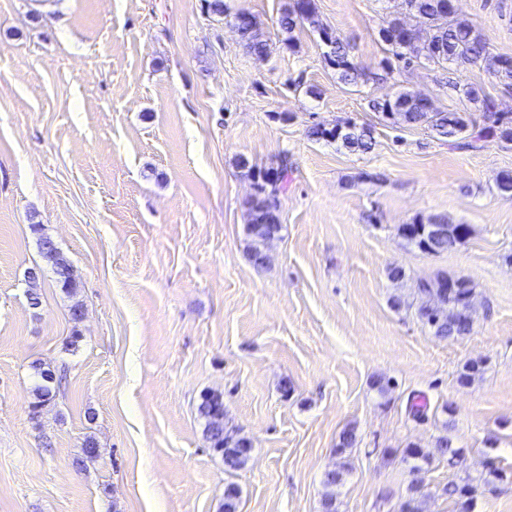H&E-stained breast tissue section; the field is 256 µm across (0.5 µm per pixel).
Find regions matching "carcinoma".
I'll use <instances>...</instances> for the list:
<instances>
[{"instance_id": "obj_1", "label": "carcinoma", "mask_w": 512, "mask_h": 512, "mask_svg": "<svg viewBox=\"0 0 512 512\" xmlns=\"http://www.w3.org/2000/svg\"><path fill=\"white\" fill-rule=\"evenodd\" d=\"M448 2L450 0H405L408 13L423 20L422 27L411 26L398 17L384 21L379 36L391 53V56L382 60L384 68L394 70L393 62L396 61L406 68L424 64L466 70L478 65L480 55L494 54L493 45L480 28L461 17L458 9L445 7ZM242 16L239 34L244 47L255 56L268 54L269 46L258 32L253 18L245 12ZM278 25L288 34L304 26L316 31L327 47L324 58L334 71L336 81L344 86L358 85L363 72L355 62L349 44L322 22L315 0H290L289 5L280 13ZM499 58L502 63L491 72V77L495 79V86L508 93L512 91V56L501 54ZM450 90L457 100V107L453 109L443 110L428 95L405 89L385 98L371 99L368 107L370 111L394 124L426 128L439 139L448 142L450 147L476 148L489 136L502 143L512 144V112L495 111L496 98L484 84L455 82L450 84ZM474 110L482 113L483 123L477 124L470 119ZM310 136L315 140L336 142L344 149L359 154H368L376 146L372 126L355 122H346L330 129L316 125L311 128ZM241 168L247 170L256 187L255 194L245 202L246 234L251 258L256 265L262 266L267 261V244L282 229L278 205L280 196L288 190L293 163L286 153L280 157L274 168L277 174L275 182L268 180L267 170H256L246 162L241 163ZM32 229L39 234L37 245L42 261L51 268L59 288L72 299L69 312L71 320L77 323L83 315V304L77 299L80 285L73 267L53 239L41 233L40 225L34 224ZM398 233L406 245L425 255L445 253L463 242L456 234V225L448 223L447 218L438 214L416 224H403L398 228ZM474 294L471 281L440 275L434 279H418L412 302L399 297L394 298L393 302L399 308L406 306L414 309L432 336L447 340L467 336L473 330L467 302ZM32 369L30 407L32 412L37 413L55 396L53 384L59 382V377L40 363L32 365ZM484 370L483 361H468L460 369L458 381L462 385H470L482 377ZM197 412L203 420L210 449L224 458L226 469L237 471L243 468L249 458L251 442L224 425L223 396L217 392L202 395ZM356 443L354 431L346 430L342 433L336 448V454L342 461L325 474L327 493L322 500V512H336L334 487L342 484L345 474L349 472V466L343 458ZM462 456L463 449L448 436L446 421L442 423V433L436 437L432 447L421 448L409 444L401 450L400 460L411 463L414 478L399 505V512H423V503L427 497L424 492L425 474L429 467L437 461L445 462L453 468ZM511 480V471L488 459L482 471L459 482H448L442 494L458 507L459 512H472L478 497L485 491Z\"/></svg>"}]
</instances>
